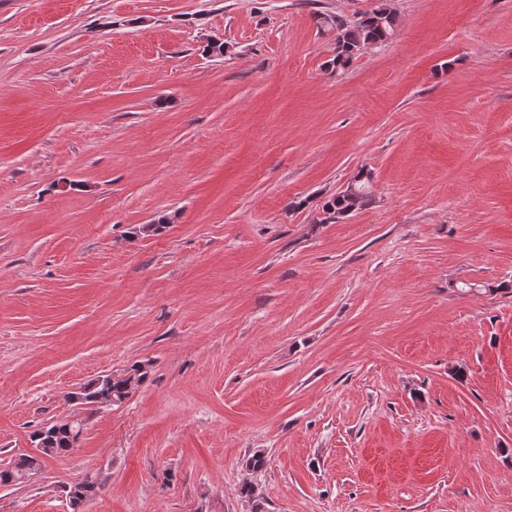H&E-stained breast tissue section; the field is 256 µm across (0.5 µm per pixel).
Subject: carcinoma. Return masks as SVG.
<instances>
[{
    "mask_svg": "<svg viewBox=\"0 0 512 512\" xmlns=\"http://www.w3.org/2000/svg\"><path fill=\"white\" fill-rule=\"evenodd\" d=\"M319 31L334 34V54L327 61V68L336 73L348 69L357 55L368 46H377L390 39L395 31L397 15L388 4L380 3L375 8L362 13L355 21L340 15L319 13L316 15ZM355 190H344L328 200L323 206L322 224L334 223L351 212L367 206L372 198L366 191L364 174L360 173L352 182ZM146 371L133 367L123 373L112 376L101 375L85 384L77 396L84 404L109 403L119 405L126 401L141 385ZM82 422L56 423L37 430L33 435L36 452L21 454L12 459L0 470V487L17 486L29 482L42 470L49 458L65 456L70 453L82 433ZM100 483L91 477L75 485L70 490V501L78 506L90 496Z\"/></svg>",
    "mask_w": 512,
    "mask_h": 512,
    "instance_id": "obj_1",
    "label": "carcinoma"
}]
</instances>
